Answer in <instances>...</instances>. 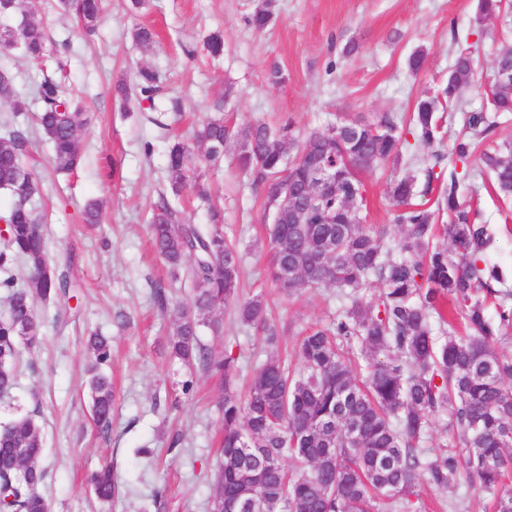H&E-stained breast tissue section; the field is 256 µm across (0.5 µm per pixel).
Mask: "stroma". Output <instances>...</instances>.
<instances>
[{"mask_svg":"<svg viewBox=\"0 0 512 512\" xmlns=\"http://www.w3.org/2000/svg\"><path fill=\"white\" fill-rule=\"evenodd\" d=\"M273 19L264 29L247 24L258 0H147L140 9L130 0H104V18L85 36L63 15L57 0H40L35 20L51 42L69 43L68 51L39 66L17 55L0 54V70L14 76L13 91L31 97L43 76L63 72L74 86L90 122L81 131L84 162L70 173L53 170L49 144L34 123H27L26 163L42 184L37 199L46 214L43 226L52 260L73 259L76 288L67 296L38 303L46 339L24 352L21 374L9 398L0 400V425L35 413L44 436L40 465L46 472L38 492L49 512H209L213 475L219 460L224 392L218 379L197 375L191 394L180 383L186 371L170 359L165 339L168 319L154 300L157 284L170 298L189 303V285L169 282L167 270L148 235L152 209L165 190L166 149L190 139L216 109L226 122L242 126L292 120L306 133L359 115L388 112L407 129L418 98L433 94L448 76L460 50L474 61V85L465 109L486 102L493 64L512 48V29L501 20L476 23L478 0H270ZM152 28L156 43L142 48L132 39L137 26ZM224 37V54L212 58L204 46L212 32ZM424 50L420 72L407 66L409 55ZM159 75L153 100L135 94L140 68ZM279 69L284 80L270 86ZM132 92L116 96L117 82ZM464 111L453 112L443 140L426 145L410 139L411 170L421 175L425 161L441 154L444 171L457 168L452 142ZM152 155H144V143ZM402 170L383 163L364 172L367 223L385 224L392 241L402 233L392 223L387 191ZM210 201L195 195L179 201L184 222L202 224L209 206L224 211V233L238 240L244 254V295L263 293L281 331L280 344L293 346L311 326L326 325L344 304L336 289H306L286 296L268 276L264 226L271 221L262 191L224 159L206 174ZM462 199H475L480 222L493 225V263L512 266V209L500 204L481 179L459 184ZM98 203L102 221L84 223L89 203ZM109 338L114 405L108 429L89 415L85 380L91 365L93 331ZM207 344L232 347L241 367L239 390L252 383L264 359L262 341L232 312L224 314L222 336ZM110 464L118 496L98 501L90 477ZM163 490L164 505L152 494ZM427 512H484L479 494L467 485L437 490L420 485Z\"/></svg>","mask_w":512,"mask_h":512,"instance_id":"obj_1","label":"stroma"}]
</instances>
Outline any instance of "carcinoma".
Listing matches in <instances>:
<instances>
[{"mask_svg":"<svg viewBox=\"0 0 512 512\" xmlns=\"http://www.w3.org/2000/svg\"><path fill=\"white\" fill-rule=\"evenodd\" d=\"M60 9L93 33L103 19V0H59ZM481 19L508 23L502 0H479ZM0 47L38 64L57 52L38 23L30 20L0 38ZM474 79L470 54L456 55L448 80L436 95L419 99L410 118L419 139L433 143L445 112L462 106ZM140 95L158 91L154 71L142 68ZM9 115L0 119V190L11 196L9 236L0 241V396L16 386L21 349L38 346L44 323L35 304L69 293L67 274L50 264L42 217L35 212L40 181L24 165L27 138L18 119L30 111L27 99L8 96ZM33 100L38 124L52 149L56 170L69 172L83 162L80 112L70 84L44 76ZM512 112V89L490 85V99L465 112L452 153L475 164L499 201L512 200V140L491 149L481 145ZM336 139L321 141V130L304 138L293 123L272 129L264 122L231 126L213 117L196 129L190 143L176 141L166 153L167 194L155 205L149 231L173 282L193 290L192 305L169 302L164 288L154 299L170 312L167 347L189 378H218L223 434L209 509L246 497L264 512H422L420 481L437 489L465 482L490 498L494 512H512V351L499 349L512 335V290L504 287L512 270L489 260L495 244L491 225L477 222L478 211L458 194V173L435 172L440 156L424 168L417 187L407 173L391 183L393 223L402 237L391 244L388 226L366 225L360 174L404 158L406 139L388 112L326 127ZM234 145L237 169L263 189L266 208L279 216L268 228V274L281 292L334 287L350 299L328 325L308 329L295 344V364L279 353V330L265 297L241 296L243 255L224 236L221 212L205 224L181 221L171 200L188 188L208 195L206 171ZM314 145L336 153L339 194L300 211L308 181L304 153ZM288 193H283V190ZM436 193L434 209L411 203L417 192ZM447 217L448 223L436 220ZM25 264L20 282L12 268ZM375 285L378 291L363 290ZM231 308L244 327L264 335L265 360L245 395H240L238 357L201 338L205 329L224 330ZM94 365L87 392L94 424L110 426L114 395L103 371L111 359L108 339L90 336ZM448 414L452 444L427 448L432 417ZM43 432L32 414L0 426V512H49L35 492L43 481L39 466ZM94 495L109 501L119 494L109 464L91 478Z\"/></svg>","mask_w":512,"mask_h":512,"instance_id":"obj_1","label":"carcinoma"}]
</instances>
